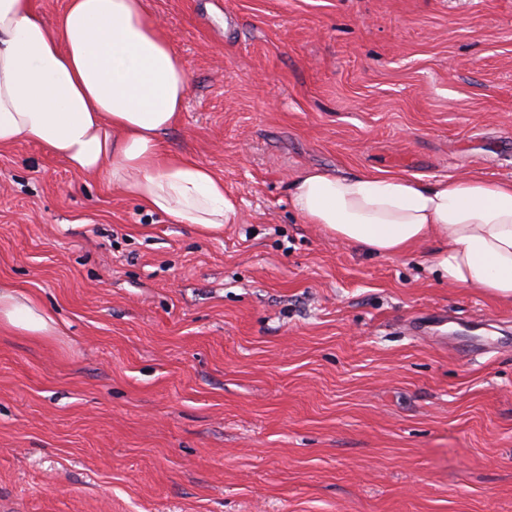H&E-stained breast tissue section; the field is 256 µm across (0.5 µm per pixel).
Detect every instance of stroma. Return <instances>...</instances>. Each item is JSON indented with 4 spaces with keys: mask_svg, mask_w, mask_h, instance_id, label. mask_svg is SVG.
<instances>
[{
    "mask_svg": "<svg viewBox=\"0 0 512 512\" xmlns=\"http://www.w3.org/2000/svg\"><path fill=\"white\" fill-rule=\"evenodd\" d=\"M217 234L0 149V512H512V302L305 223L304 169L512 180V0H145ZM54 324L51 312L38 300L0 285V327L26 336H45Z\"/></svg>",
    "mask_w": 512,
    "mask_h": 512,
    "instance_id": "obj_1",
    "label": "stroma"
}]
</instances>
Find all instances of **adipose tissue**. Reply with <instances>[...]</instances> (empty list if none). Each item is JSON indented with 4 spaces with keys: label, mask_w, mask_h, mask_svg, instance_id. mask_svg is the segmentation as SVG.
<instances>
[{
    "label": "adipose tissue",
    "mask_w": 512,
    "mask_h": 512,
    "mask_svg": "<svg viewBox=\"0 0 512 512\" xmlns=\"http://www.w3.org/2000/svg\"><path fill=\"white\" fill-rule=\"evenodd\" d=\"M188 93L186 65L144 0H67L52 26L33 0H0V148L39 145L174 223L216 232L236 215L223 178L162 147ZM289 202L374 254L434 242L440 279L512 301V180L305 169ZM54 324L38 300L0 285L1 328L43 336Z\"/></svg>",
    "instance_id": "1"
}]
</instances>
